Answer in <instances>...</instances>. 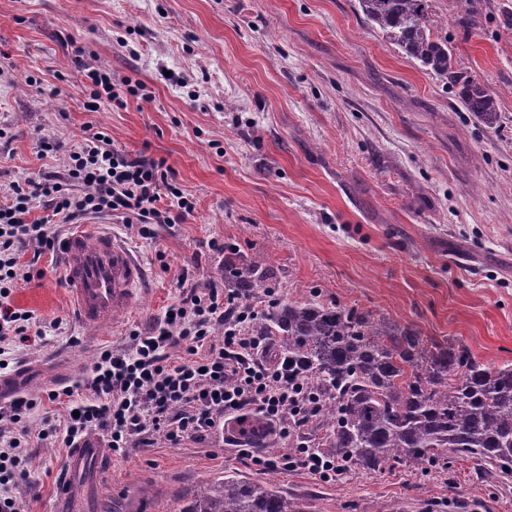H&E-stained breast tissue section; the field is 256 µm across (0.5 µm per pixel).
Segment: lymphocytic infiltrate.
Returning <instances> with one entry per match:
<instances>
[{
  "label": "lymphocytic infiltrate",
  "instance_id": "lymphocytic-infiltrate-1",
  "mask_svg": "<svg viewBox=\"0 0 512 512\" xmlns=\"http://www.w3.org/2000/svg\"><path fill=\"white\" fill-rule=\"evenodd\" d=\"M86 107H120L140 97L142 84L117 92L110 75L90 68ZM66 177L49 172L10 184L0 196V353L42 340L33 311L13 305L19 285L42 279L43 254L55 251L58 227L92 214H112L127 224H174L191 214L194 203L175 181L165 160L128 157L108 139L86 138L69 154ZM43 217H35L36 209ZM258 306L225 294L221 283L183 291L163 323L132 336L131 348L100 352L89 370L70 385L48 391L38 401L18 393L0 404V512H18V497L29 488L22 450L39 421L38 440L64 448L95 432L113 454L148 448L163 440L206 443L236 420L247 440L277 434L276 456L250 454L257 470L301 469L325 481L347 466L301 439L305 421L316 416L319 398L307 378L290 374L285 361L264 355L268 337L253 322ZM222 338H215L216 327ZM68 411L57 424L45 403Z\"/></svg>",
  "mask_w": 512,
  "mask_h": 512
}]
</instances>
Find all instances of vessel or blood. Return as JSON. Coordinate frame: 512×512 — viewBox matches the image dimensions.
Listing matches in <instances>:
<instances>
[{
	"instance_id": "b4317fda",
	"label": "vessel or blood",
	"mask_w": 512,
	"mask_h": 512,
	"mask_svg": "<svg viewBox=\"0 0 512 512\" xmlns=\"http://www.w3.org/2000/svg\"><path fill=\"white\" fill-rule=\"evenodd\" d=\"M60 251L64 257L62 279L83 324L103 325L117 313L140 304L145 270L111 232L70 233L61 240ZM102 448L98 436L85 437L70 450L68 467L80 470L99 459Z\"/></svg>"
}]
</instances>
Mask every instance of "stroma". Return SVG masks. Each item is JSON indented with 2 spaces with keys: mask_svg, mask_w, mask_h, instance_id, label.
Masks as SVG:
<instances>
[{
  "mask_svg": "<svg viewBox=\"0 0 512 512\" xmlns=\"http://www.w3.org/2000/svg\"><path fill=\"white\" fill-rule=\"evenodd\" d=\"M457 3L433 9L461 66L499 92L494 125L370 29L356 0H0V188L66 176L70 150L99 131L130 157L166 159L195 203L145 237L106 217L146 270L140 307L112 326L79 322L60 255H45V278L12 294L45 339L7 351L0 377L41 398L129 346L183 289L223 281L217 241L273 268L276 300L357 306L512 363V0H474L465 26ZM87 67L146 98L88 111ZM52 140L63 150L42 156ZM237 435L230 421L208 444L107 450L86 476L68 472L67 449L35 444L20 512H53L61 477L79 512H175L224 470L263 479ZM273 477L308 512H512V485L471 461Z\"/></svg>",
  "mask_w": 512,
  "mask_h": 512,
  "instance_id": "35a3bbf8",
  "label": "stroma"
}]
</instances>
